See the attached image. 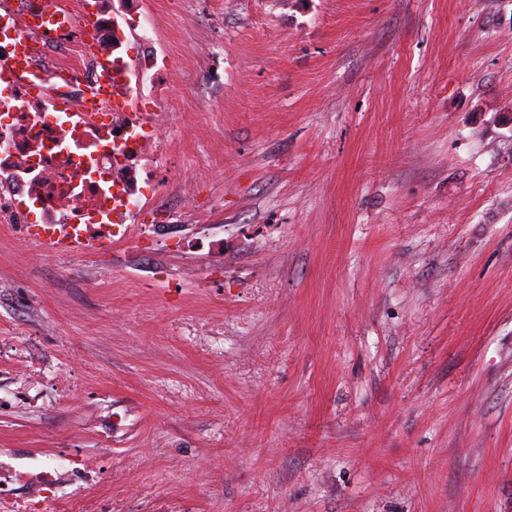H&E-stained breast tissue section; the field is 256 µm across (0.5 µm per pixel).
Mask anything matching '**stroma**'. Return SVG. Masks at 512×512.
<instances>
[{
  "label": "stroma",
  "mask_w": 512,
  "mask_h": 512,
  "mask_svg": "<svg viewBox=\"0 0 512 512\" xmlns=\"http://www.w3.org/2000/svg\"><path fill=\"white\" fill-rule=\"evenodd\" d=\"M109 2L186 92L175 222L0 224V462L96 512H512V0ZM42 246L51 252L54 253H64V252H78V251H87L89 249L102 250L112 246V243L104 240H96L94 246H90L88 244H84L79 237H73L66 240H55L49 237H41ZM79 462L66 457H58L53 459H42L36 464L23 472H14L8 479L0 477V510L8 512L9 508L15 505H21L24 508L28 505L43 506L46 504H55L62 500L59 496L51 497L43 496L45 499L34 502L35 497H40L42 493H56L62 490L67 484L86 477L84 469L79 467ZM19 483L27 486L32 495L27 497L26 502H18L16 500L15 489L12 485ZM65 505V510L84 512L86 505L74 499H65L61 501Z\"/></svg>",
  "instance_id": "obj_1"
}]
</instances>
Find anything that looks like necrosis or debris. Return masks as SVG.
I'll return each instance as SVG.
<instances>
[{
    "instance_id": "1",
    "label": "necrosis or debris",
    "mask_w": 512,
    "mask_h": 512,
    "mask_svg": "<svg viewBox=\"0 0 512 512\" xmlns=\"http://www.w3.org/2000/svg\"><path fill=\"white\" fill-rule=\"evenodd\" d=\"M95 4L98 41L129 94L123 112L85 108L83 94L94 72L78 65L66 84L47 70L40 71L36 84L16 77L12 23L0 18V224H35L59 236L108 235L114 225L143 212L147 192L160 188L158 182L139 180L135 159L147 152L166 158L172 145L168 114L184 94L173 89L162 106H143L142 64L124 49L106 0ZM84 476L75 460H40L0 479V512L16 505L14 484L38 497Z\"/></svg>"
}]
</instances>
